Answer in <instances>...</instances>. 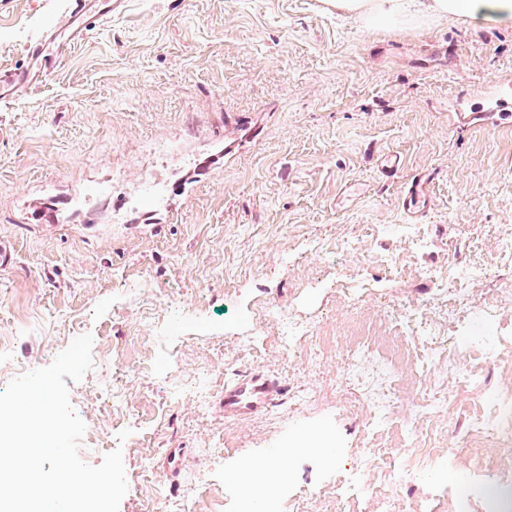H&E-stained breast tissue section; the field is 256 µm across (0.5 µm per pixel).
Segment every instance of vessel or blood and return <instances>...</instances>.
Returning <instances> with one entry per match:
<instances>
[{
    "label": "vessel or blood",
    "instance_id": "vessel-or-blood-1",
    "mask_svg": "<svg viewBox=\"0 0 512 512\" xmlns=\"http://www.w3.org/2000/svg\"><path fill=\"white\" fill-rule=\"evenodd\" d=\"M123 4V0H70V16L78 23L68 37L52 41L44 38L29 47V59L39 64L43 71H53L61 58L64 46L83 36L82 22H103L111 18ZM33 80L31 71L4 70L0 72V94L11 95L29 86ZM279 388L262 376L235 378L224 386V415L232 418L251 414L266 408L278 393Z\"/></svg>",
    "mask_w": 512,
    "mask_h": 512
}]
</instances>
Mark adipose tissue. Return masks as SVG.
<instances>
[{
    "instance_id": "1",
    "label": "adipose tissue",
    "mask_w": 512,
    "mask_h": 512,
    "mask_svg": "<svg viewBox=\"0 0 512 512\" xmlns=\"http://www.w3.org/2000/svg\"><path fill=\"white\" fill-rule=\"evenodd\" d=\"M336 12L382 30L429 15L473 24L512 27V0H327Z\"/></svg>"
}]
</instances>
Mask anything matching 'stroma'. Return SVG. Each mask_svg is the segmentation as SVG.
Here are the masks:
<instances>
[{
	"instance_id": "stroma-1",
	"label": "stroma",
	"mask_w": 512,
	"mask_h": 512,
	"mask_svg": "<svg viewBox=\"0 0 512 512\" xmlns=\"http://www.w3.org/2000/svg\"><path fill=\"white\" fill-rule=\"evenodd\" d=\"M68 3L0 0V68H28V45L63 32ZM493 91L512 104V28L440 18L371 33L324 0H124L49 76L0 99V241L13 254L0 265V390L88 334L93 366L70 386L78 452L97 465L122 449L119 512H234L245 491L230 473L277 457L281 512L308 491L307 512H381L377 498L336 496L347 474L380 485L362 465L370 412L340 384L331 344L350 318L415 308L459 335L435 276L484 267L470 302L495 301L499 322L472 324L468 362L488 394L512 393V351L485 357L512 330L499 255L512 128L462 120ZM420 177L414 217L402 201ZM60 197L58 222L36 220ZM340 279L364 288L350 296ZM268 306L317 335L284 352L280 324L257 319ZM251 374L281 394L225 417V383ZM407 462L394 456L387 490L400 512L428 492L453 512L448 482L473 461L411 475Z\"/></svg>"
}]
</instances>
